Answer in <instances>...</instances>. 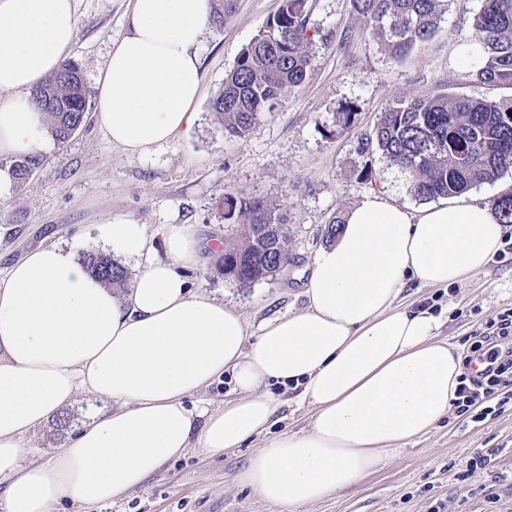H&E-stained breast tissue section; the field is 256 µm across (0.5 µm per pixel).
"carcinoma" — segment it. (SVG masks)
Wrapping results in <instances>:
<instances>
[{"mask_svg":"<svg viewBox=\"0 0 512 512\" xmlns=\"http://www.w3.org/2000/svg\"><path fill=\"white\" fill-rule=\"evenodd\" d=\"M355 10L373 25V34L398 57L431 37L447 12V0H353ZM308 0H282L278 12L243 48L211 110L224 133L243 137L258 115L300 86L309 55ZM469 43L479 51L478 83L512 88V0H481ZM56 140H67L87 112V90L79 67L61 68L35 94ZM363 153L377 150L412 177L420 200L460 197L493 183L512 168V102L450 96L401 100L386 110L370 135L359 142ZM43 162L39 155L18 159L14 173L24 179ZM499 219L512 224V193L495 200ZM224 217L246 225L244 237L224 247V276L241 285L266 281L279 272L288 243L284 217L259 200L224 197ZM87 269L109 286H122L127 272L112 259L85 253Z\"/></svg>","mask_w":512,"mask_h":512,"instance_id":"cac0c4a2","label":"carcinoma"}]
</instances>
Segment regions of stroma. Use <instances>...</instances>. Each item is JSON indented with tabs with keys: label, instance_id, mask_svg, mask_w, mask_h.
I'll use <instances>...</instances> for the list:
<instances>
[{
	"label": "stroma",
	"instance_id": "1",
	"mask_svg": "<svg viewBox=\"0 0 512 512\" xmlns=\"http://www.w3.org/2000/svg\"><path fill=\"white\" fill-rule=\"evenodd\" d=\"M281 0H233L223 26L206 31L200 47L202 95L192 130L141 156L112 145L94 115L66 142L50 140L43 161L16 180L0 199V273L38 246L60 243L77 252L103 253L92 228L108 220L143 224L159 258L172 224L196 225L205 260L187 270L193 290L224 301L258 336L270 318L305 305L304 284L315 254L329 244L327 227L375 191L412 209L423 202L408 173L381 154L366 155L358 141L382 112L401 99L437 92L512 99V88L477 83L464 54L480 0H448V12L427 41L402 58L392 57L373 35L352 0H309L315 35L305 81L261 114L241 138L227 137L211 110L242 48L279 9ZM129 0H76L78 28L70 58L78 64L89 96H97L114 43L125 33ZM258 199L287 219L288 265L271 280L241 285L220 269L224 246L241 240L245 227L224 218L225 195ZM400 301L442 311V338L465 343L498 312L512 308V263L495 261L468 282L449 288L409 285ZM282 406L269 431L242 448L209 455L198 448L166 463L144 487L111 503L62 502L55 512H512V402L483 421L450 414L438 428L406 447L350 489L287 508L274 506L235 476L269 438L306 429L307 407L294 390L275 388ZM104 398L78 394L65 412L67 429L49 422L25 440L26 460L47 461L76 435ZM487 468L468 475L478 453ZM502 498L490 503V492Z\"/></svg>",
	"mask_w": 512,
	"mask_h": 512
}]
</instances>
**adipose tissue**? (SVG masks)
<instances>
[{
    "label": "adipose tissue",
    "instance_id": "1",
    "mask_svg": "<svg viewBox=\"0 0 512 512\" xmlns=\"http://www.w3.org/2000/svg\"><path fill=\"white\" fill-rule=\"evenodd\" d=\"M212 16L211 0H131L95 112L124 153L191 130ZM77 27L75 0H0V156L44 148L33 94L70 56ZM504 231L481 203L411 210L371 193L315 255L305 308L264 322L252 344L241 314L192 291L183 274L204 252L194 225H170L165 261L144 225H95L96 241L138 259L121 297L73 250H30L0 277V512L108 503L187 448H239L271 425L276 385L298 390L310 424L271 439L238 483L288 507L351 488L437 428L457 398L461 347L440 338L432 310L401 306L403 290L467 282L500 251ZM225 376L236 398L214 411L186 407ZM81 392L110 408L48 461H25V436Z\"/></svg>",
    "mask_w": 512,
    "mask_h": 512
}]
</instances>
